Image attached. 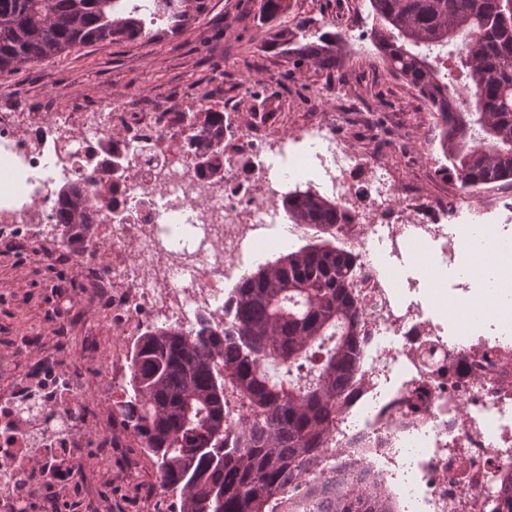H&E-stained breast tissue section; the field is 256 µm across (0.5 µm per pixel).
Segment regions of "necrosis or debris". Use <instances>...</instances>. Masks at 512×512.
<instances>
[{
	"label": "necrosis or debris",
	"mask_w": 512,
	"mask_h": 512,
	"mask_svg": "<svg viewBox=\"0 0 512 512\" xmlns=\"http://www.w3.org/2000/svg\"><path fill=\"white\" fill-rule=\"evenodd\" d=\"M205 119L202 112H125L108 97L69 112H1L0 238L26 240L34 224L59 229L58 189L72 185L91 200L93 234L108 241L111 256L103 263L75 244L54 263L83 272L116 339L143 328L189 332L205 321L223 326L225 283L242 279L260 241L279 242L289 181L326 188L341 217L337 233L355 258L367 341L320 477L347 458L355 472L379 476L397 512H507L512 336L500 326L512 323V234L480 225L492 246L478 291L487 305L478 307V292L461 280L448 307L469 323L451 326L431 302L415 299L423 274L389 278L370 251L385 244L398 262L421 243L439 265L460 261L471 234L448 232L458 206L446 164L437 167L442 193L400 180L387 161L400 142L340 101L289 137L273 135V114L229 122L224 166L212 174L189 149ZM292 142L303 152L289 154ZM116 154L128 157L126 170L113 171ZM177 220L192 227L189 240L173 237ZM11 345L27 369L0 391V453L19 460L0 469V512H42L58 496L67 512H95L96 501L58 462L82 459L94 426L102 447H122L124 435L105 411L121 357L105 358L93 384L79 364L101 358L93 344L79 357L64 339L46 347L15 336ZM33 455L43 464L35 473L26 466Z\"/></svg>",
	"instance_id": "obj_1"
}]
</instances>
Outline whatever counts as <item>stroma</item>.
Segmentation results:
<instances>
[{"mask_svg":"<svg viewBox=\"0 0 512 512\" xmlns=\"http://www.w3.org/2000/svg\"><path fill=\"white\" fill-rule=\"evenodd\" d=\"M275 18L260 10L261 0H189L176 22L141 12L145 33L111 44H79L65 53L0 76V112H35L46 99L59 110L73 102L91 105L104 94L134 112H161L179 105L192 112L201 97L235 114L250 113L246 86L256 87L269 111L280 112L281 133L301 129L315 113L335 104V90L356 100L355 107L389 123L406 156L391 157L397 173L420 174L416 150L428 140L429 122L411 86L387 63L335 45L341 68L293 65L295 50L336 29L347 17L350 37L372 44L375 24L369 0H288ZM37 237L20 245L0 244V341L24 333L54 342L65 336L73 350L94 340L102 350L115 345L112 330L91 313L76 269L45 261ZM55 281L50 290L46 281ZM126 469H107L102 449H89L75 462L76 480L96 485L107 512H176L173 493L158 492L155 457L131 439L122 450Z\"/></svg>","mask_w":512,"mask_h":512,"instance_id":"1","label":"stroma"}]
</instances>
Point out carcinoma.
Here are the masks:
<instances>
[{"label": "carcinoma", "instance_id": "obj_1", "mask_svg": "<svg viewBox=\"0 0 512 512\" xmlns=\"http://www.w3.org/2000/svg\"><path fill=\"white\" fill-rule=\"evenodd\" d=\"M120 0H0V74L77 44L137 37L138 9ZM373 32L391 70L431 99L448 127V162L465 186L512 180V0H370ZM462 44L432 54L458 36ZM334 68L330 50L307 45L294 66ZM224 115L212 113L190 141L199 165L224 166ZM63 239L89 233V199L61 188ZM283 206L313 233L296 250L245 275L224 301V333L146 331L135 343L124 423L156 458L161 487L180 512H294L289 493L321 512H394L377 477L343 464L312 478L320 450L358 371L361 303L351 260L336 236V204L295 190ZM248 414L225 438L224 385Z\"/></svg>", "mask_w": 512, "mask_h": 512}]
</instances>
